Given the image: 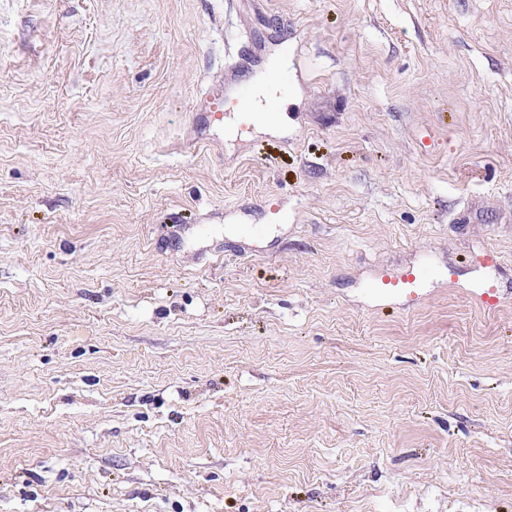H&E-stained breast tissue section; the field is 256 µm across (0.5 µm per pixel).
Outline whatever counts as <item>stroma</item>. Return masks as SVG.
I'll use <instances>...</instances> for the list:
<instances>
[{
    "label": "stroma",
    "instance_id": "35a3bbf8",
    "mask_svg": "<svg viewBox=\"0 0 512 512\" xmlns=\"http://www.w3.org/2000/svg\"><path fill=\"white\" fill-rule=\"evenodd\" d=\"M0 512H512V0H0ZM254 100V89L248 83L235 86L229 97L226 98V103L231 106L230 110L238 114L241 131L250 129L257 118L268 116V112H256L251 109V104ZM426 275L424 270L418 272L408 271L396 276L391 277L390 279L384 280V285H390V288L393 290L403 291L409 293V301L414 302L417 301V298H412V294L415 293L416 288H418L419 282L422 277Z\"/></svg>",
    "mask_w": 512,
    "mask_h": 512
}]
</instances>
